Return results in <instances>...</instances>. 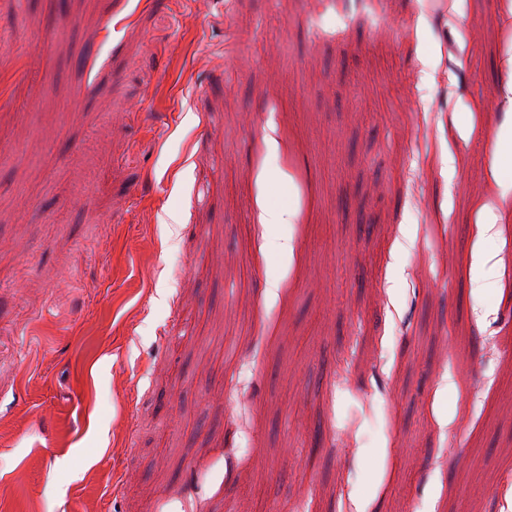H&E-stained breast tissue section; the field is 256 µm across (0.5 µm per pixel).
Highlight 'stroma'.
I'll return each mask as SVG.
<instances>
[{"instance_id":"obj_1","label":"stroma","mask_w":512,"mask_h":512,"mask_svg":"<svg viewBox=\"0 0 512 512\" xmlns=\"http://www.w3.org/2000/svg\"><path fill=\"white\" fill-rule=\"evenodd\" d=\"M323 6L0 0V512H512V0ZM512 143V129L508 131L507 129H501L495 134V144H496V152L494 154L493 161V172H494V181L499 187L498 195L502 202H506L510 196V191L512 190V179L502 175L501 170L504 168V165L508 162V165L512 169V157L507 161H504L501 158V149L507 144L510 146Z\"/></svg>"}]
</instances>
